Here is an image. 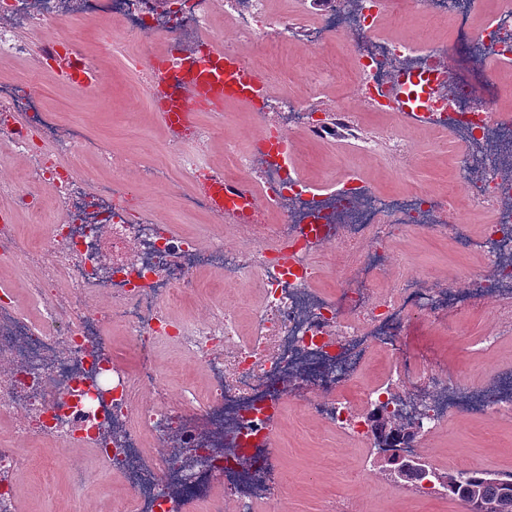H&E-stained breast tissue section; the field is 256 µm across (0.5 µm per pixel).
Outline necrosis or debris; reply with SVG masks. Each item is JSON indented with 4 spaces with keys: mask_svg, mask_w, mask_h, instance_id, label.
I'll return each mask as SVG.
<instances>
[{
    "mask_svg": "<svg viewBox=\"0 0 512 512\" xmlns=\"http://www.w3.org/2000/svg\"><path fill=\"white\" fill-rule=\"evenodd\" d=\"M396 2L329 0L301 22L291 11L271 13L269 0H226L225 18L238 44L273 51L300 42L310 51L309 94L273 81L249 101L252 113H277L275 132L328 141L330 118L342 109L317 89L350 79L358 97L342 110L346 138L408 176L418 166L411 137L428 132L448 154L447 189L381 194L352 168L318 189L291 163L294 146L228 144L225 179L256 168L272 193L265 211L238 207L236 223L203 241L135 218L121 177L82 189L60 155L98 154L101 144L78 128L59 137L52 115L37 109V84L53 63L34 58L56 0H0V62L28 66L22 80L0 81V145L30 161L21 181L0 182V198L11 202L0 211V420L14 422L0 435L7 512H17L18 475L44 486L58 465L80 491L119 483L115 512H224L229 502L235 512L261 503L277 512L280 490L263 474L290 406L300 428L317 421L360 445L374 441L369 408L387 399L403 422L425 420L426 436L452 416L512 419V366L480 382L452 378L406 336L417 317L457 335L461 313L484 298L495 301L496 319L479 345L490 349L512 335V119L501 117L512 93V0H496L481 23L478 0H415L429 25L448 23L450 69L440 65L434 33L418 41L385 31ZM81 12L90 21L112 18L127 40H165L167 86L154 82L153 54L128 60L141 86L133 110L165 99L187 69L232 50L214 31L212 0H81ZM187 26L188 58L180 37ZM342 29L356 40L352 68L318 67L316 53ZM366 111L396 121L363 137ZM170 160L194 186L183 207L215 215L201 185L207 167L177 145ZM48 197L61 221L40 239L21 238L14 209L40 219ZM475 214L488 217L478 232ZM415 229L479 256V270L459 288L426 283L391 252ZM129 243L134 253L115 261L113 250ZM19 270L31 315L3 280ZM329 272L332 295L317 287ZM205 273L219 275L228 299L180 313L181 302L203 290ZM111 330L125 337L136 370L119 362ZM165 350L190 358L200 381L165 367ZM39 445L56 448L55 459L37 462Z\"/></svg>",
    "mask_w": 512,
    "mask_h": 512,
    "instance_id": "necrosis-or-debris-1",
    "label": "necrosis or debris"
}]
</instances>
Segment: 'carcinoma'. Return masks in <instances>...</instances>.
<instances>
[{
	"label": "carcinoma",
	"instance_id": "carcinoma-1",
	"mask_svg": "<svg viewBox=\"0 0 512 512\" xmlns=\"http://www.w3.org/2000/svg\"><path fill=\"white\" fill-rule=\"evenodd\" d=\"M374 445L396 448L414 440V427L397 421L395 415L377 408L370 416ZM387 475L404 485L421 488L420 468L403 455L389 464ZM442 487L448 495L469 504L471 512H512V477H492L477 469H456L440 473Z\"/></svg>",
	"mask_w": 512,
	"mask_h": 512
}]
</instances>
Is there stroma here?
Here are the masks:
<instances>
[{
	"label": "stroma",
	"mask_w": 512,
	"mask_h": 512,
	"mask_svg": "<svg viewBox=\"0 0 512 512\" xmlns=\"http://www.w3.org/2000/svg\"><path fill=\"white\" fill-rule=\"evenodd\" d=\"M109 24L106 18L90 23L63 10L47 22L43 33L61 38L84 30V48L93 53L97 50L99 29ZM145 50V43L123 42L112 55L101 57L99 69L105 84L99 91L86 94L47 77L41 102L46 109L55 111L61 124L82 126L91 137L108 145L112 157L107 161L95 155L64 154V162L74 165L86 187L111 182L113 159L123 160L131 186L129 200L135 208L149 219L174 225L180 232L200 233L211 226L212 220L207 214L188 212L180 205L181 193L192 191L193 186L186 177L167 167L168 130L151 105L141 104L135 112L127 109V102L139 85L126 57ZM254 122L252 113L232 101L226 102L220 112H198L197 125L220 131L200 153V162L210 166L223 164L225 140L239 139L241 128ZM415 144L422 164L410 179L397 178L387 164L352 147L339 148L302 139L295 159L305 177L324 187L335 183L345 165L361 168L372 186L382 193L405 190L414 184L441 183L449 174L448 161L431 148L427 135L417 134ZM144 168L167 169V193H158L152 183L139 179ZM399 248L413 271L426 274L437 285L465 278L479 267L476 257L422 233L411 234ZM494 320L492 304L483 302L478 310L467 314L462 335H443L429 324L417 323L408 331L410 345L444 361L453 376L469 379L484 372L489 361H512V342L501 345L491 358L473 353L470 348L472 338L489 330ZM374 454L370 446L347 454L344 443L327 437L322 429L309 434L288 422L283 424L278 446L269 458L266 480L272 485H283L288 512H324L327 502L338 498L349 500L353 512H466L462 502L454 498H433L385 479L365 485L359 468L372 463ZM420 455L435 462L441 470L466 466L492 474H512V422H491L472 416L449 419L446 433L421 448ZM50 483V491L45 492L34 487L27 477H20L19 512H74L76 496L65 470H55Z\"/></svg>",
	"instance_id": "35a3bbf8"
}]
</instances>
